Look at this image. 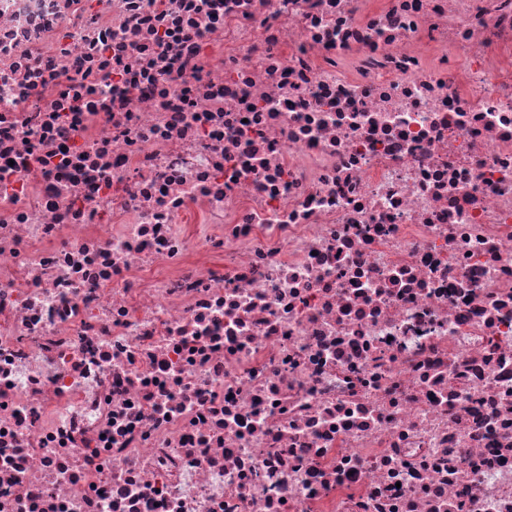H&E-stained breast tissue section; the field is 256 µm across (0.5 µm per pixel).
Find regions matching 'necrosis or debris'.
I'll list each match as a JSON object with an SVG mask.
<instances>
[{
	"mask_svg": "<svg viewBox=\"0 0 512 512\" xmlns=\"http://www.w3.org/2000/svg\"><path fill=\"white\" fill-rule=\"evenodd\" d=\"M0 512H512V0H0Z\"/></svg>",
	"mask_w": 512,
	"mask_h": 512,
	"instance_id": "necrosis-or-debris-1",
	"label": "necrosis or debris"
}]
</instances>
